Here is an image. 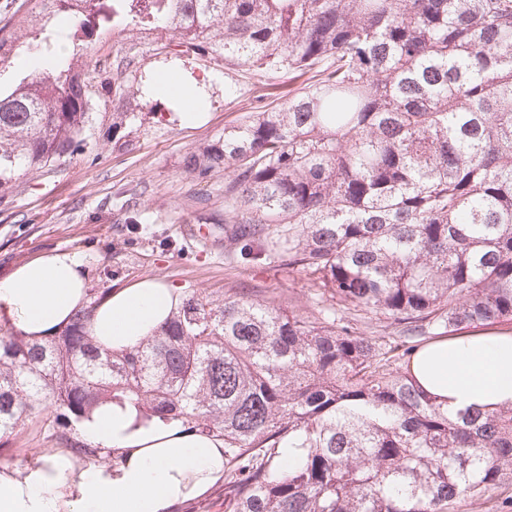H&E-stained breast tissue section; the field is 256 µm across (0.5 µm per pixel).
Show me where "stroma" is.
Returning <instances> with one entry per match:
<instances>
[{"label": "stroma", "mask_w": 512, "mask_h": 512, "mask_svg": "<svg viewBox=\"0 0 512 512\" xmlns=\"http://www.w3.org/2000/svg\"><path fill=\"white\" fill-rule=\"evenodd\" d=\"M131 46L139 51V72H171L200 84L207 121L184 126L166 95L146 93L140 119L125 128L120 145L112 133L111 105L96 104L84 153L63 158L48 173L22 176L16 191L0 200V275L36 255L71 250L85 259L94 297L149 279L183 295L204 290L220 299L244 289L286 308H308L313 275L267 266L246 256L241 244L225 245L223 225L202 221L203 214L224 212L223 174L189 177L179 163L254 107L274 106L288 92L308 90L312 76L264 80L206 57L177 59L163 40L137 29L94 36L84 60L111 62ZM128 199L141 223H125L121 206ZM7 445L20 449L13 461L18 467L56 442L33 419Z\"/></svg>", "instance_id": "35a3bbf8"}]
</instances>
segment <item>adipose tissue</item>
<instances>
[{
  "label": "adipose tissue",
  "instance_id": "adipose-tissue-1",
  "mask_svg": "<svg viewBox=\"0 0 512 512\" xmlns=\"http://www.w3.org/2000/svg\"><path fill=\"white\" fill-rule=\"evenodd\" d=\"M87 271L75 251L39 255L0 277V321L38 340L62 329L87 304ZM180 298L140 280L113 289L96 307L91 334L109 349L151 336ZM420 387L449 411L512 404V334L460 335L415 356ZM80 440L117 454L85 464L55 448L22 468H0V512H170L224 475L223 440L177 422L142 425L106 404L77 427Z\"/></svg>",
  "mask_w": 512,
  "mask_h": 512
}]
</instances>
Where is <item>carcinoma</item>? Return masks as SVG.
Returning a JSON list of instances; mask_svg holds the SVG:
<instances>
[{"instance_id":"cac0c4a2","label":"carcinoma","mask_w":512,"mask_h":512,"mask_svg":"<svg viewBox=\"0 0 512 512\" xmlns=\"http://www.w3.org/2000/svg\"><path fill=\"white\" fill-rule=\"evenodd\" d=\"M40 2L0 25V199L84 152L95 102L137 121L133 56L79 93L97 33L164 30L178 58L268 77L328 62L179 164L229 178L225 240L318 287L307 311L197 290L122 353L90 335L98 298L41 342L0 326V440L37 417L105 462L74 438L100 406L180 420L224 439V512H455L512 485V406L450 413L411 373L416 343L512 323V0ZM24 37L36 66L14 71ZM372 318L389 334H357Z\"/></svg>"}]
</instances>
